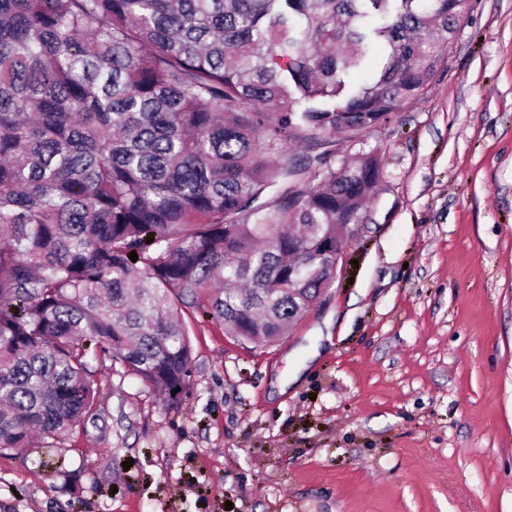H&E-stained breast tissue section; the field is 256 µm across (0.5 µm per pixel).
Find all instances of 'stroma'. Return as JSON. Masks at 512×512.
Masks as SVG:
<instances>
[{
    "mask_svg": "<svg viewBox=\"0 0 512 512\" xmlns=\"http://www.w3.org/2000/svg\"><path fill=\"white\" fill-rule=\"evenodd\" d=\"M336 141L382 175L322 299L263 345L202 291L177 403L91 361L96 415L0 451V512H512V0H470L428 90Z\"/></svg>",
    "mask_w": 512,
    "mask_h": 512,
    "instance_id": "35a3bbf8",
    "label": "stroma"
}]
</instances>
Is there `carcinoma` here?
<instances>
[{"instance_id":"cac0c4a2","label":"carcinoma","mask_w":512,"mask_h":512,"mask_svg":"<svg viewBox=\"0 0 512 512\" xmlns=\"http://www.w3.org/2000/svg\"><path fill=\"white\" fill-rule=\"evenodd\" d=\"M468 10L0 0V449L93 412L101 355L181 400L204 288L232 335L281 339L381 178L376 153L336 161V132L419 96ZM378 40L380 75L352 83Z\"/></svg>"}]
</instances>
